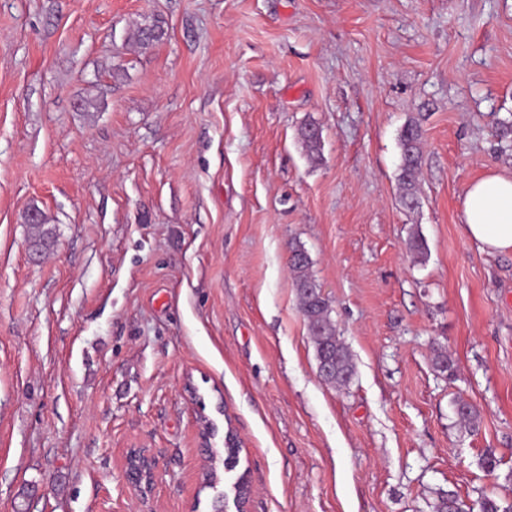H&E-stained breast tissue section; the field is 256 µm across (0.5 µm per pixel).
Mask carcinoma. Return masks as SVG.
I'll return each instance as SVG.
<instances>
[{
  "label": "carcinoma",
  "mask_w": 512,
  "mask_h": 512,
  "mask_svg": "<svg viewBox=\"0 0 512 512\" xmlns=\"http://www.w3.org/2000/svg\"><path fill=\"white\" fill-rule=\"evenodd\" d=\"M299 138L310 150H320L321 132L314 124H308L299 130ZM401 165L398 175L400 198L404 207L412 210L419 204L418 184L422 165V129L419 120L411 117L404 124L400 134ZM291 271L300 302V311L306 322L314 347L315 357L330 361L333 371L322 376V380L334 387L348 384L355 374L351 353L339 336L336 325L330 317L329 301L321 298L312 290L313 277L309 272L310 258L304 249L292 248L290 256ZM434 365L441 373L453 377L455 362L451 354L436 349ZM456 414L469 429H476L480 423V413L472 404L460 401Z\"/></svg>",
  "instance_id": "cac0c4a2"
}]
</instances>
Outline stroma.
Masks as SVG:
<instances>
[{
	"mask_svg": "<svg viewBox=\"0 0 512 512\" xmlns=\"http://www.w3.org/2000/svg\"><path fill=\"white\" fill-rule=\"evenodd\" d=\"M498 118L512 0H0V512H142L132 442L154 512H215L242 472L249 512L512 504V253L466 239L461 209L512 173ZM296 245L353 354L345 387L318 375ZM204 418L213 447L241 439L236 470L198 454ZM401 165L398 185L401 201L407 209L419 204L418 184L422 165V129L419 120L411 117L400 134ZM123 457L125 478L139 497L148 504L152 500L156 480V460L150 448L141 445L126 447Z\"/></svg>",
	"mask_w": 512,
	"mask_h": 512,
	"instance_id": "stroma-1",
	"label": "stroma"
}]
</instances>
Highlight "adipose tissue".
I'll return each mask as SVG.
<instances>
[{"label":"adipose tissue","instance_id":"1","mask_svg":"<svg viewBox=\"0 0 512 512\" xmlns=\"http://www.w3.org/2000/svg\"><path fill=\"white\" fill-rule=\"evenodd\" d=\"M462 215L466 237L480 249L512 252V174L493 171L470 183Z\"/></svg>","mask_w":512,"mask_h":512}]
</instances>
